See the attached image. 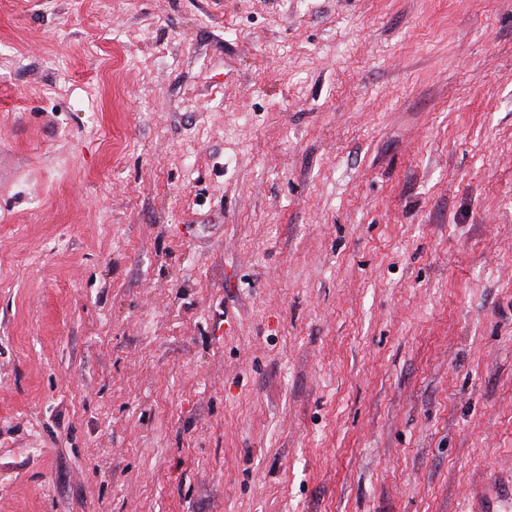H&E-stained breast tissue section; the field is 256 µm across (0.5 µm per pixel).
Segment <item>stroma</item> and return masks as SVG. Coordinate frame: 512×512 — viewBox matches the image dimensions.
Segmentation results:
<instances>
[{
    "instance_id": "obj_1",
    "label": "stroma",
    "mask_w": 512,
    "mask_h": 512,
    "mask_svg": "<svg viewBox=\"0 0 512 512\" xmlns=\"http://www.w3.org/2000/svg\"><path fill=\"white\" fill-rule=\"evenodd\" d=\"M512 0H0V512H512Z\"/></svg>"
}]
</instances>
